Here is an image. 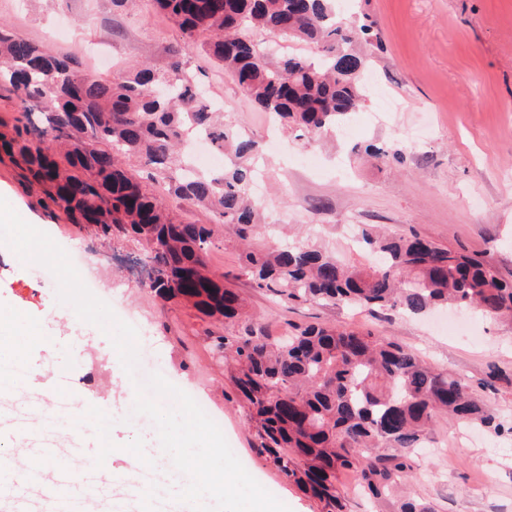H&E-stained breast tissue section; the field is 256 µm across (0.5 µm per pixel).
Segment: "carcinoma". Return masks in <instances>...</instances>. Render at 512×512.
Segmentation results:
<instances>
[{
  "label": "carcinoma",
  "instance_id": "cac0c4a2",
  "mask_svg": "<svg viewBox=\"0 0 512 512\" xmlns=\"http://www.w3.org/2000/svg\"><path fill=\"white\" fill-rule=\"evenodd\" d=\"M153 2L186 47L207 36L206 51L224 73L272 120L302 136L318 140L358 111L366 56L356 44L370 41L371 26L344 21L334 0ZM259 35L307 43L318 57H272L260 50ZM2 85L22 116L41 110L45 122L0 121V151L71 223L93 225L103 241L118 230L144 246L155 278L142 288L224 321V333L212 331L207 340L248 409L260 447L323 512H339V485L349 474L362 496L391 503L392 512H435L415 496L392 497L411 477L413 455L439 416L512 435L462 377L433 370L387 338L319 323L282 338L258 332L243 298L209 269L206 255L214 236L228 233L238 244L239 275L287 305L413 317L443 305L470 306L511 322L512 281L492 263L415 232L393 237L372 225L362 228L361 242L382 258L378 267L355 268L305 244L281 250L264 243L250 194L258 144L197 98L177 50L164 71L136 63L105 79L80 74L69 56L0 29ZM194 133L227 153L224 171L182 175L183 144ZM123 157L153 167L164 191L129 176ZM167 195L212 213L215 224L174 223Z\"/></svg>",
  "mask_w": 512,
  "mask_h": 512
}]
</instances>
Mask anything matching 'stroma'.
Returning a JSON list of instances; mask_svg holds the SVG:
<instances>
[{
  "mask_svg": "<svg viewBox=\"0 0 512 512\" xmlns=\"http://www.w3.org/2000/svg\"><path fill=\"white\" fill-rule=\"evenodd\" d=\"M341 8L372 27L373 81L349 125L320 144L278 134L203 50L186 57L207 101L262 146L263 220L284 229L272 245L308 241L368 265L371 254L346 240L341 227L378 224L390 234L415 232L480 256L512 278V0H341ZM0 24L107 79L139 60L165 68L182 43L153 0H140L132 13L113 10L110 0H0ZM0 196L70 259L92 268L115 315L136 327L139 359L208 409L263 488L290 512H322L258 448L246 410L206 340L221 322L139 290L126 270L142 254L137 242L118 233L100 244L88 228L44 206L6 160L0 162ZM207 260L214 272L234 277L248 313L270 335L324 322L386 337L461 376L480 400L512 420V325L466 311L470 327L459 333L431 316L293 307L236 279L238 252L223 238L214 239ZM57 289L42 265L0 244V315L16 318L19 334L35 338L24 355L31 385L51 389L58 376H68L81 410L111 414V427L88 440L91 454L111 449L109 469L127 470L131 451L139 449L156 462V428L133 414L135 387L109 337L93 325L79 328L72 308L58 302ZM410 489L436 512H512V436L471 426L453 431L438 420L416 459Z\"/></svg>",
  "mask_w": 512,
  "mask_h": 512,
  "instance_id": "35a3bbf8",
  "label": "stroma"
}]
</instances>
